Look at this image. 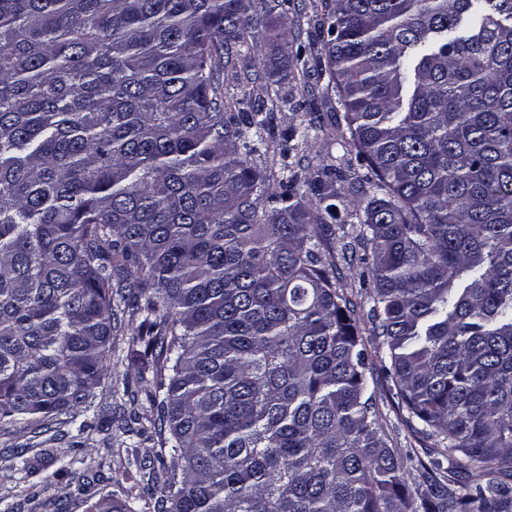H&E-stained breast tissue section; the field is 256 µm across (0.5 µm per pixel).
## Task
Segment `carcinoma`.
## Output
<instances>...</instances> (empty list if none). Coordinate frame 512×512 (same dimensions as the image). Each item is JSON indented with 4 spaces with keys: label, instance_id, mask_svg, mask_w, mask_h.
<instances>
[{
    "label": "carcinoma",
    "instance_id": "carcinoma-1",
    "mask_svg": "<svg viewBox=\"0 0 512 512\" xmlns=\"http://www.w3.org/2000/svg\"><path fill=\"white\" fill-rule=\"evenodd\" d=\"M252 2L0 0V422L152 429L180 460L92 512H512V0L312 3L361 215L287 138L278 173L248 161L272 112L219 73L292 33ZM355 257L393 397L448 460L413 497L336 287ZM125 320L149 406L116 415ZM134 326L135 325L127 324L126 321L122 323L119 331L114 332L116 336H113V341L116 353L115 356H112L104 383L97 389V402L101 400L103 404L106 403L112 406L110 389L113 386L116 387V389L119 388V396L121 397L123 382L127 379L130 380L131 390L136 389L134 380L138 372V365L131 360L130 357H126L127 347L134 333Z\"/></svg>",
    "mask_w": 512,
    "mask_h": 512
}]
</instances>
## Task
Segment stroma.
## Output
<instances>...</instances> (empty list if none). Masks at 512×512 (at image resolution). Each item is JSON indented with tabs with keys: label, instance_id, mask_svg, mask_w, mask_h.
Masks as SVG:
<instances>
[{
	"label": "stroma",
	"instance_id": "1",
	"mask_svg": "<svg viewBox=\"0 0 512 512\" xmlns=\"http://www.w3.org/2000/svg\"><path fill=\"white\" fill-rule=\"evenodd\" d=\"M288 18L300 27L299 36L289 38L285 50H278L262 34L249 40V56L260 78L268 83L270 92L278 94L280 103L274 113L272 128L266 134L269 145L261 157V165L278 168V145L284 134H293L292 155L302 166L317 169L325 166L343 168L350 183H360L364 171L348 165L349 151L339 136V125L344 122L343 112L337 103L334 89L328 87L326 77L319 68H312L307 77L284 79L280 68L284 58H301L311 61L310 47L320 36L307 25L310 0H288ZM134 333L130 324H122L114 338L116 353L113 356L97 398L111 403V388L122 387L125 380L134 379L137 364L127 357V347ZM389 382L383 381L376 388L375 398L379 407L380 423L389 437V444L400 457H413L430 463L435 455L430 451V440L412 435L404 417L392 403ZM15 447L29 448L32 473L22 477L10 469L6 460ZM152 442H142L138 452L126 451L121 439L112 430H94L83 448L70 450L68 440L45 441L34 427L26 424L0 423V512H89L93 499L105 495L123 496L137 480L134 456L154 455ZM80 463L90 483L89 495L83 496L65 488L59 471L68 458ZM37 489V496H30V489Z\"/></svg>",
	"mask_w": 512,
	"mask_h": 512
}]
</instances>
